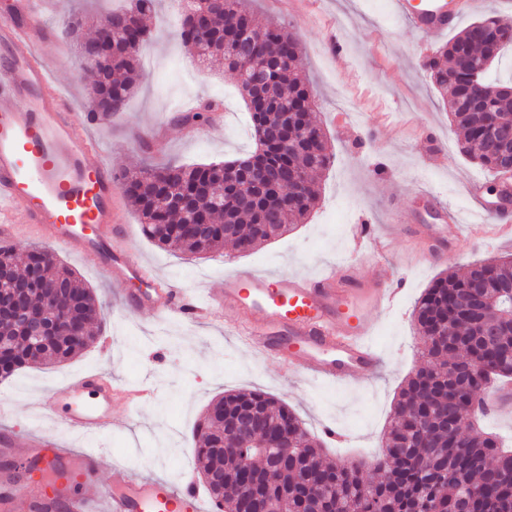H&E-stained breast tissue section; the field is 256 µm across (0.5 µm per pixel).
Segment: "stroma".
Segmentation results:
<instances>
[{
    "label": "stroma",
    "mask_w": 512,
    "mask_h": 512,
    "mask_svg": "<svg viewBox=\"0 0 512 512\" xmlns=\"http://www.w3.org/2000/svg\"><path fill=\"white\" fill-rule=\"evenodd\" d=\"M118 4L36 2L52 26L62 14L83 16L88 37L95 33L101 12ZM249 7L259 24L281 22L300 39L302 70L315 90L312 119L326 134L332 153L331 165L320 178L317 205L302 224L254 250L241 253L228 244L223 252L192 260L146 238L126 202L121 205L123 217L143 259L176 286L203 295L218 293L225 274L240 268L314 276L343 259L358 274L369 275L376 267L386 278L402 281L395 307L368 317L381 365L353 386L285 376L276 362L239 346L235 325L246 319V311L202 322L129 313L116 285L63 254V261L96 295L99 332L92 345L68 362L24 369L15 381H0V390L13 402L16 423L37 424L38 396L89 369L106 370L122 382L149 377L161 388L137 421L117 411L110 433L91 440L97 450L94 475L82 487L91 496L116 463L172 481L197 478L194 428L214 399L238 389H259L288 404L304 428L322 439L330 458L370 462L382 452L402 382L421 365L413 312L426 288L440 274L465 269L470 262L512 255V231L482 221L470 193V182L479 181L485 194H494L495 175L461 153V133L422 67L427 56L447 43V35L420 38L391 13L390 0H250ZM179 11V0H158L153 15L145 19L154 32L142 52L146 80L124 111L91 126L119 169L231 161L255 148L236 74L222 60L203 61L183 47L175 30ZM338 23L344 26L347 48L335 56L323 32ZM42 51L56 80L69 88L75 112L87 113L84 71L73 42L63 35L43 44ZM202 98L220 102V126L189 128L173 110L175 104L192 106ZM428 129L436 134V145L424 138ZM435 195L462 220L446 225V244L427 260L414 227L438 223L431 201ZM397 212L409 213L411 220L395 231L390 222ZM364 222L384 237L380 254L351 251L349 228ZM330 429L350 436V444L327 438Z\"/></svg>",
    "instance_id": "1"
}]
</instances>
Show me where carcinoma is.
<instances>
[{
  "mask_svg": "<svg viewBox=\"0 0 512 512\" xmlns=\"http://www.w3.org/2000/svg\"><path fill=\"white\" fill-rule=\"evenodd\" d=\"M194 12L203 15L208 37L195 39L193 15L182 14L178 35L200 57L220 56L224 68L247 75L240 89L249 109L253 133L260 128L288 129V142L267 150L262 166L296 174L303 192L285 188L279 203L263 196L252 172L242 173L240 186L228 192L224 205L213 206L209 190L224 163L184 166L167 165L125 170L121 189L142 217L144 234L157 246L202 256L215 253L227 242L240 252L277 238L304 220L318 200L315 176L329 167L327 137L312 123L310 112L314 89L301 75L299 39L280 24L256 25L246 0H190ZM155 0H132L129 8L111 11L112 46L102 51L99 68L86 71L89 99L98 119L112 115L110 97L126 101L143 74L140 49L150 42L144 16L154 12ZM141 27L131 34L127 23ZM512 46V26L487 16L466 26L448 43L425 58L422 66L434 85L449 94L448 113L461 129V152L471 160L501 174L499 150L488 144L486 128L494 114H512V98L500 97L485 106H470L474 81L497 87L506 84L492 76V67L506 46ZM214 103L203 102L183 116L196 126L209 124ZM16 273L14 248L0 247V288L12 286ZM28 284L18 305L42 310V290L56 287L71 304L72 334L57 336L35 347L25 338L21 324L9 314L0 316V337L10 340L11 350L0 357V380L34 365L64 363L95 341L93 326L99 307L90 288L82 286L76 273L47 250L31 245L25 269ZM482 288L483 300L473 302L469 290ZM486 319L512 328V257L476 262L463 273L450 272L426 289L414 312L420 336L442 340L423 346L424 363L401 386L393 414L384 432V449L371 466L375 479L364 481L362 469L328 460L296 415L277 399L261 391L227 393L215 403L224 414L205 415L196 430V454L204 472L216 481L206 484L221 503V486L236 483L243 467L252 468V490L232 500L229 512H281L288 500L311 512H512V451L501 448L498 438L479 425L484 413L476 412L466 432L465 447H457L463 427L444 418L427 425L409 416L406 405L421 395L438 403L448 401V416L462 407L458 393L473 389L478 378H512V335L487 342L475 335V327L460 319ZM463 362L445 371L446 359ZM259 425L261 440L294 435L303 450L288 455L286 448L247 447L226 455L222 436L245 424ZM431 445L427 453L417 445ZM477 484L481 499L469 505L459 498L460 488Z\"/></svg>",
  "mask_w": 512,
  "mask_h": 512,
  "instance_id": "1",
  "label": "carcinoma"
}]
</instances>
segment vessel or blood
<instances>
[{"instance_id":"b4317fda","label":"vessel or blood","mask_w":512,"mask_h":512,"mask_svg":"<svg viewBox=\"0 0 512 512\" xmlns=\"http://www.w3.org/2000/svg\"><path fill=\"white\" fill-rule=\"evenodd\" d=\"M391 4L416 34L432 36L457 27L463 17L481 10L483 0ZM19 11L18 19L0 21V242L14 241L24 228L29 236L104 271L115 284L146 283V290L125 297L136 313L198 321L247 309L238 325L241 344L276 361L284 374L339 385L370 376L380 354L367 317L391 309L399 295L380 272L362 277L346 262L315 277L242 270L226 276L217 295L203 299L175 287L127 246L128 227L119 221L116 199L120 174L103 157L89 121L77 119L50 61L40 53L44 24L32 0H20ZM480 191V184L471 185L486 220L512 221L511 209L480 199ZM120 393L126 396V412L134 415L156 398L157 388L148 379L127 386L90 371L42 392L36 401L38 415L63 435L52 441L43 432L28 439L27 457L65 472V479L53 485V499L67 512H85L87 499L75 493L72 482L84 474L94 453H73L65 438L103 435ZM98 496L104 512H221L191 481L140 477L121 464L113 467ZM23 504L29 512H40L44 499L26 485L0 487V512H17Z\"/></svg>"}]
</instances>
